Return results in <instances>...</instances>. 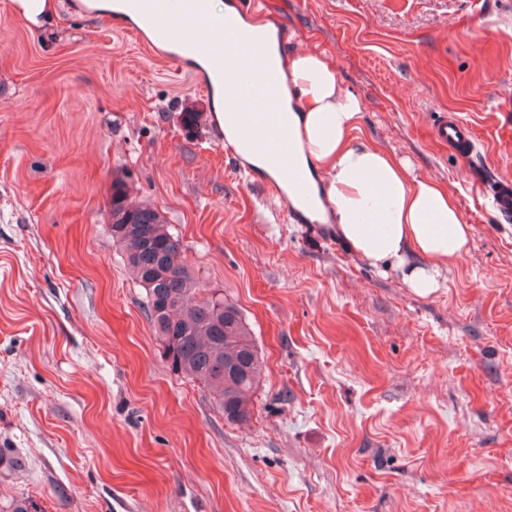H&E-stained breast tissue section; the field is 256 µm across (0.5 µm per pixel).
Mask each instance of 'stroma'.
I'll use <instances>...</instances> for the list:
<instances>
[{
	"label": "stroma",
	"mask_w": 512,
	"mask_h": 512,
	"mask_svg": "<svg viewBox=\"0 0 512 512\" xmlns=\"http://www.w3.org/2000/svg\"><path fill=\"white\" fill-rule=\"evenodd\" d=\"M257 3L285 54L335 62L362 141L455 198L468 251L413 294L287 220L190 62L75 0L53 30L0 0V512H512V222L432 135L456 113L512 181V0ZM117 173L245 317L248 422L164 360L108 229Z\"/></svg>",
	"instance_id": "1"
}]
</instances>
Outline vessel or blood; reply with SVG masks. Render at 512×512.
<instances>
[{
	"mask_svg": "<svg viewBox=\"0 0 512 512\" xmlns=\"http://www.w3.org/2000/svg\"><path fill=\"white\" fill-rule=\"evenodd\" d=\"M139 16V31L153 34L160 44H177L205 56L212 75L226 91L224 123L232 132L224 151L238 158L240 148L258 156H280L287 141V129L271 131L269 123L280 107L275 89L278 69L250 73L241 58L240 16L252 13L254 0H237L234 12L215 17L208 14L203 0H130ZM433 136L458 154H473L471 126L453 114H441L433 125ZM473 187L487 197L499 218L512 219V182L497 179L482 167H475Z\"/></svg>",
	"mask_w": 512,
	"mask_h": 512,
	"instance_id": "1",
	"label": "vessel or blood"
}]
</instances>
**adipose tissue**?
Masks as SVG:
<instances>
[{"label": "adipose tissue", "instance_id": "adipose-tissue-1", "mask_svg": "<svg viewBox=\"0 0 512 512\" xmlns=\"http://www.w3.org/2000/svg\"><path fill=\"white\" fill-rule=\"evenodd\" d=\"M244 63L278 67L282 119L293 133L279 160L250 156L261 173L283 180L303 169L312 198H324L336 236L369 266L400 273L414 293L441 288L448 263L466 252L471 227L437 181L414 174L410 163L357 143L362 103L345 89L335 63L320 52L283 56L272 25L241 21Z\"/></svg>", "mask_w": 512, "mask_h": 512}]
</instances>
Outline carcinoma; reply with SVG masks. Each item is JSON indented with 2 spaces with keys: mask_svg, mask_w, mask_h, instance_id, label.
<instances>
[{
  "mask_svg": "<svg viewBox=\"0 0 512 512\" xmlns=\"http://www.w3.org/2000/svg\"><path fill=\"white\" fill-rule=\"evenodd\" d=\"M112 218L129 210L140 232L112 234L134 280L145 290L147 317L172 371L208 389L229 422L246 421L264 361L240 310L201 294L185 263L183 244L162 212L131 196L125 178L112 180ZM174 264L167 276L160 269Z\"/></svg>",
  "mask_w": 512,
  "mask_h": 512,
  "instance_id": "1",
  "label": "carcinoma"
}]
</instances>
